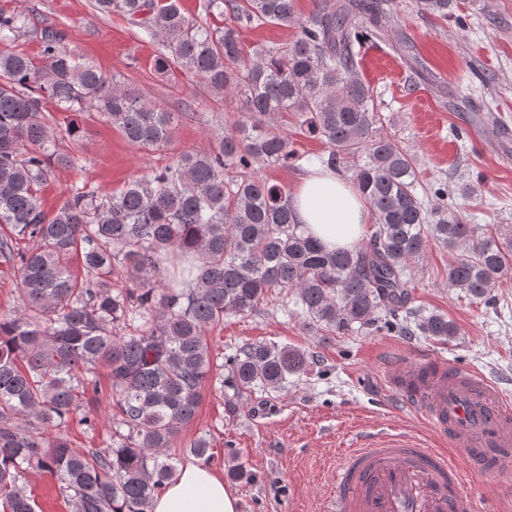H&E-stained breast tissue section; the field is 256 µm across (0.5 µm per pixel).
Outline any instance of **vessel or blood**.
Masks as SVG:
<instances>
[{"mask_svg": "<svg viewBox=\"0 0 512 512\" xmlns=\"http://www.w3.org/2000/svg\"><path fill=\"white\" fill-rule=\"evenodd\" d=\"M386 369L440 445L406 431L359 435L336 464L330 512H476L466 476L512 470V396L434 358H394Z\"/></svg>", "mask_w": 512, "mask_h": 512, "instance_id": "b4317fda", "label": "vessel or blood"}]
</instances>
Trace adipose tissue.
Instances as JSON below:
<instances>
[{
  "mask_svg": "<svg viewBox=\"0 0 512 512\" xmlns=\"http://www.w3.org/2000/svg\"><path fill=\"white\" fill-rule=\"evenodd\" d=\"M291 202L296 222L330 250L356 244L370 221L366 198L331 168H312ZM152 512H237V498L210 467L189 462L154 500Z\"/></svg>",
  "mask_w": 512,
  "mask_h": 512,
  "instance_id": "ef3b65f1",
  "label": "adipose tissue"
}]
</instances>
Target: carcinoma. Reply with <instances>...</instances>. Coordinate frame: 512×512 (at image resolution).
I'll use <instances>...</instances> for the list:
<instances>
[{
	"mask_svg": "<svg viewBox=\"0 0 512 512\" xmlns=\"http://www.w3.org/2000/svg\"><path fill=\"white\" fill-rule=\"evenodd\" d=\"M391 0H322L304 18L296 0H203L202 18L299 29L286 47L247 53L232 27L186 17L178 0H94L162 47L154 69L199 78L221 104L240 97L239 118L208 150L187 152L118 193L74 188L54 213L40 190L54 168L76 164L59 151L41 115L91 109L139 149L167 145L173 114L94 65L80 62L55 27L40 30L41 57L15 50L30 30L23 12L0 11V263L17 270L14 306L0 316V508L36 512L20 481L46 472L71 512H150L175 476L167 448L198 412L206 382L224 392L278 391L308 369L309 353L247 343L213 361L208 332L224 316L257 314L270 296L293 294L304 326L321 336L384 320L404 333L448 340L456 325L407 308L408 263L429 239L460 251L448 285L475 300L512 274V226L491 235L425 207L415 158L383 136L355 43L380 34ZM446 17L450 0H420ZM323 141L321 162L352 171L375 222L351 249L328 250L295 223L289 195L260 175L301 159L288 128ZM31 240L28 251L19 241ZM125 285L116 288L111 278ZM111 382L112 444L75 450L69 426L95 430L98 368ZM55 430L49 439L48 430ZM187 452L207 464L206 438Z\"/></svg>",
	"mask_w": 512,
	"mask_h": 512,
	"instance_id": "obj_1",
	"label": "carcinoma"
}]
</instances>
